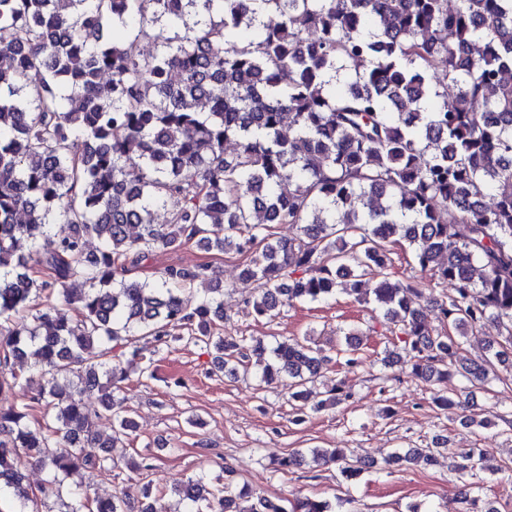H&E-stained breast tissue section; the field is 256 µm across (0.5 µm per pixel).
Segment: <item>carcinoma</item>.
<instances>
[{
    "label": "carcinoma",
    "mask_w": 512,
    "mask_h": 512,
    "mask_svg": "<svg viewBox=\"0 0 512 512\" xmlns=\"http://www.w3.org/2000/svg\"><path fill=\"white\" fill-rule=\"evenodd\" d=\"M0 29V480L17 512H29L28 464L50 470L43 492L74 491L65 512H126L118 495L91 504L81 491L135 432L122 383L155 377L150 349L203 343L214 374L265 354L261 338L218 332L221 289L190 293L209 265L132 277L156 248L245 257L260 319L338 289L372 301L400 327L412 377L445 381L451 365L480 382L512 359L460 357V342L425 323L419 289L388 273L390 244L405 242L455 291L439 304L444 323L497 324L512 341V0H0ZM347 67L355 77L332 86ZM169 207L170 222L154 223ZM275 224L299 234L277 238ZM41 293L76 318L31 306ZM323 364L309 336L265 364L268 385L288 375L295 423ZM94 391L92 414L83 395ZM36 405L47 416L33 427ZM313 453L342 462L348 480L360 473L337 448ZM178 492L208 512H331L202 476Z\"/></svg>",
    "instance_id": "cac0c4a2"
}]
</instances>
